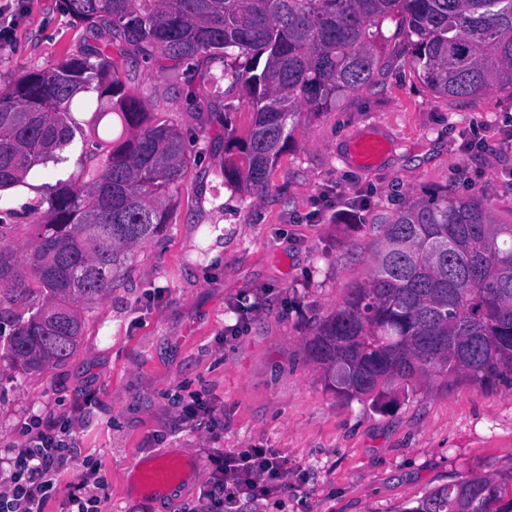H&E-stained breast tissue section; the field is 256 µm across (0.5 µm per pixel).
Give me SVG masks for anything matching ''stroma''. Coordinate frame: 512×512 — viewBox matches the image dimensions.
<instances>
[{
  "label": "stroma",
  "mask_w": 512,
  "mask_h": 512,
  "mask_svg": "<svg viewBox=\"0 0 512 512\" xmlns=\"http://www.w3.org/2000/svg\"><path fill=\"white\" fill-rule=\"evenodd\" d=\"M4 4L19 18L0 41V88L96 41L63 0ZM134 85L196 129L194 164L164 232L84 309L72 358L38 372L0 361V457L24 447L38 418L62 424L81 450L44 512H67L70 483L89 471L104 486V512H196L210 448H266L288 465L286 492L242 499L238 512H405L459 475L511 472L512 388L427 376L347 401L325 386L306 342L371 272L379 217L446 189L478 196L512 224V91L437 98L413 68L393 63L376 87L289 125L267 187L252 194L224 182V157L252 121L246 94L224 116L206 80L190 102L142 63ZM89 135L77 132L67 163L0 192L16 267L36 238L35 206L73 172ZM358 137L387 141L376 167L352 163ZM195 399L211 418L184 415ZM163 456L186 460L182 480L144 492L134 463Z\"/></svg>",
  "instance_id": "35a3bbf8"
}]
</instances>
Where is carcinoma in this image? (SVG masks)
Masks as SVG:
<instances>
[{
	"mask_svg": "<svg viewBox=\"0 0 512 512\" xmlns=\"http://www.w3.org/2000/svg\"><path fill=\"white\" fill-rule=\"evenodd\" d=\"M73 19L107 36L57 66L0 89V190L26 184L39 165L69 160L80 125L110 114L112 149L84 141L76 171L56 181L24 272L11 264L0 219V332L24 371L61 364L83 334L80 309L126 269L130 252L162 232L188 180L182 129L162 107L145 111L129 66L173 75L191 97L205 67L214 110L243 91L253 119L224 162V180L261 190L288 144L287 126L377 84L388 67L375 46L397 16L408 62L433 94L512 91V0H64ZM369 277L316 327L307 351L343 399L423 376L458 375L489 390L512 386V224L476 198L444 190L377 225ZM42 302L26 319L5 306L20 288ZM512 473L439 485L404 512H512Z\"/></svg>",
	"mask_w": 512,
	"mask_h": 512,
	"instance_id": "obj_1",
	"label": "carcinoma"
}]
</instances>
